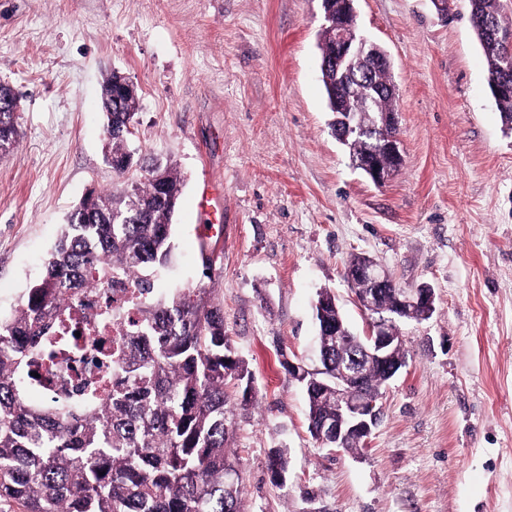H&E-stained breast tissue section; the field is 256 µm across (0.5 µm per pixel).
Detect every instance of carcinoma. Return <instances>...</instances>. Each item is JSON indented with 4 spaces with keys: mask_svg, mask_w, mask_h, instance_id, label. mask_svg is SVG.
<instances>
[{
    "mask_svg": "<svg viewBox=\"0 0 512 512\" xmlns=\"http://www.w3.org/2000/svg\"><path fill=\"white\" fill-rule=\"evenodd\" d=\"M124 77L112 72L102 89L107 118L105 158L130 154L137 99L122 92ZM390 76L370 80L372 112L356 120L372 123L375 112H392ZM13 90L0 84V149H14L17 115L4 101ZM165 174L153 180L154 166ZM141 178L113 191L85 196L67 217L44 262L43 272L19 305L0 313V503L18 512H245L233 457V404L226 381L247 398L253 378L224 331V307L207 288L154 295L155 274L172 253V218L182 182L169 162L142 163ZM122 276L138 294L127 335L96 337L105 375L74 401L44 399L28 391L64 353L81 350V323L70 309L83 292L107 290ZM320 339L336 363V334L345 354L358 352L352 330L336 301L321 300ZM306 392L308 429L336 416V375L328 369ZM384 372L363 367L348 393L379 394ZM272 477L288 470L274 449Z\"/></svg>",
    "mask_w": 512,
    "mask_h": 512,
    "instance_id": "obj_1",
    "label": "carcinoma"
}]
</instances>
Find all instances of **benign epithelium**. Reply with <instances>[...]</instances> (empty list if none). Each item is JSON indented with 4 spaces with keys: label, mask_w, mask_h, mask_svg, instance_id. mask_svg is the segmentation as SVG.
<instances>
[{
    "label": "benign epithelium",
    "mask_w": 512,
    "mask_h": 512,
    "mask_svg": "<svg viewBox=\"0 0 512 512\" xmlns=\"http://www.w3.org/2000/svg\"><path fill=\"white\" fill-rule=\"evenodd\" d=\"M322 28L335 31V53L333 68L344 71L345 78L336 84V111L341 113L333 129L338 141L350 144L354 138L373 140L375 152L395 160L403 157L400 138L387 136L389 124L396 121L395 115L381 116L369 127H359L353 114L342 108V103L350 98L363 97L362 80L355 70L366 65L375 70L391 67L386 50L376 42L359 33L355 0H345L339 11H334L331 0H322ZM476 28L482 30L486 42L499 54V69L503 75L512 74V25H502L496 18L481 15L475 18ZM361 170L377 185H382L394 176V170L382 165L377 158L368 157L361 163ZM353 275L370 285L367 292L357 295V302L364 312L376 309V300L380 291L395 287L390 274L376 263H365L353 267ZM400 306L392 316L374 321L362 337L363 359L369 363H378L386 369L385 377L392 380L399 373V364L390 361L393 348L398 344L396 322L404 319L405 314L414 310L422 312V320L432 316L434 309V291L425 288H401ZM380 417L377 401L370 398L354 401L345 395L340 396V409L334 420H323L318 425L317 437L322 444L341 447L346 438L356 436L368 440Z\"/></svg>",
    "instance_id": "1"
}]
</instances>
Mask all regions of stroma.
Returning a JSON list of instances; mask_svg holds the SVG:
<instances>
[{"instance_id":"1","label":"stroma","mask_w":512,"mask_h":512,"mask_svg":"<svg viewBox=\"0 0 512 512\" xmlns=\"http://www.w3.org/2000/svg\"><path fill=\"white\" fill-rule=\"evenodd\" d=\"M360 30L392 62L403 166L385 184L329 127L321 0H0V82L21 137L0 159V312L40 276L72 206L119 188L104 157L103 83L138 89L130 143L183 181L173 256L157 293L201 277L188 209L224 184V329L253 375L236 388L233 451L246 512H512V131L488 87L468 0H356ZM355 256L435 311L400 324L408 365L381 388L367 449L319 447L290 359L317 361L314 303L335 292L355 333L367 316L345 278ZM284 449V485L267 455Z\"/></svg>"}]
</instances>
